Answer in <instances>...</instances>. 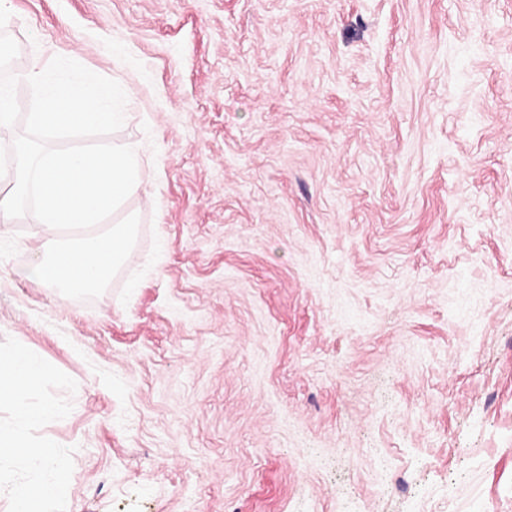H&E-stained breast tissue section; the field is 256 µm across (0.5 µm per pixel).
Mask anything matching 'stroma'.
<instances>
[{
  "mask_svg": "<svg viewBox=\"0 0 512 512\" xmlns=\"http://www.w3.org/2000/svg\"><path fill=\"white\" fill-rule=\"evenodd\" d=\"M117 81L147 173L98 298L0 341L77 383L66 512H512V0H8Z\"/></svg>",
  "mask_w": 512,
  "mask_h": 512,
  "instance_id": "1",
  "label": "stroma"
}]
</instances>
